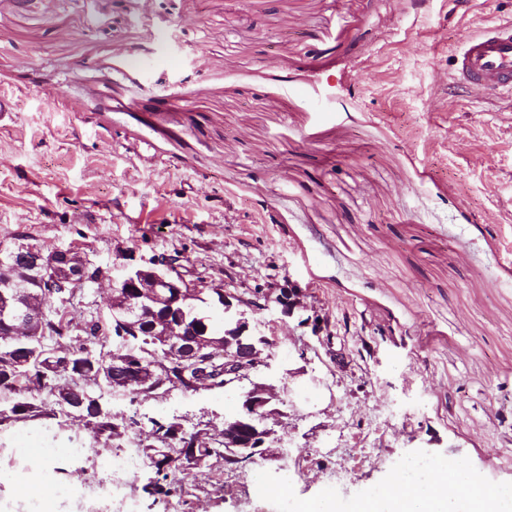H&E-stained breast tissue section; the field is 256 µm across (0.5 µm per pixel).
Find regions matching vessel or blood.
Masks as SVG:
<instances>
[{
    "mask_svg": "<svg viewBox=\"0 0 512 512\" xmlns=\"http://www.w3.org/2000/svg\"><path fill=\"white\" fill-rule=\"evenodd\" d=\"M454 78L480 94L512 95V24L467 36L456 52Z\"/></svg>",
    "mask_w": 512,
    "mask_h": 512,
    "instance_id": "b4317fda",
    "label": "vessel or blood"
}]
</instances>
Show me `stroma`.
<instances>
[{
	"label": "stroma",
	"mask_w": 512,
	"mask_h": 512,
	"mask_svg": "<svg viewBox=\"0 0 512 512\" xmlns=\"http://www.w3.org/2000/svg\"><path fill=\"white\" fill-rule=\"evenodd\" d=\"M509 22L512 0H0V94L17 100L0 244L84 253L103 277L73 307L102 322L113 281L163 255L202 291L304 294L295 315L250 314L283 413L265 455L177 472L166 497L142 461L140 512L347 510L407 455L512 488V103L452 76L466 35ZM243 393L153 402L217 435ZM36 401L0 441L90 448L64 479L40 465L55 512H83L121 444L73 416L45 437L58 407ZM139 402L105 396L143 444Z\"/></svg>",
	"instance_id": "obj_1"
}]
</instances>
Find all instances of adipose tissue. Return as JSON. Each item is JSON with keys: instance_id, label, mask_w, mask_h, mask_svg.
<instances>
[{"instance_id": "obj_1", "label": "adipose tissue", "mask_w": 512, "mask_h": 512, "mask_svg": "<svg viewBox=\"0 0 512 512\" xmlns=\"http://www.w3.org/2000/svg\"><path fill=\"white\" fill-rule=\"evenodd\" d=\"M502 491L476 482L458 464L436 463L420 474L396 475L359 498L352 512H501Z\"/></svg>"}]
</instances>
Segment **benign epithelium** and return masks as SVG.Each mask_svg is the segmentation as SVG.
Masks as SVG:
<instances>
[{"label":"benign epithelium","mask_w":512,"mask_h":512,"mask_svg":"<svg viewBox=\"0 0 512 512\" xmlns=\"http://www.w3.org/2000/svg\"><path fill=\"white\" fill-rule=\"evenodd\" d=\"M38 276L61 274L69 281L79 280L88 288L99 282L101 269L82 255H74L71 248H57L51 256H41ZM196 290L180 274L174 262L163 258L147 267H132L112 285V323L119 335L153 336L163 346L169 360L191 363L224 356V388L233 389L243 381L249 382L241 405L249 415L258 418L256 426L243 420L224 426V447L235 449L236 458L252 460L263 453L266 440L274 434L267 421L277 419L275 408L278 393L275 385L265 379L254 380L251 373L257 368L271 369L272 353L269 340L250 326L241 307H258L260 303L244 299L224 289L216 290L215 305L224 312V325L206 323L201 318L188 324L187 302ZM283 313L292 315L304 308L297 288L282 290L274 298ZM0 316L34 333L36 321L27 307L26 292L13 280L0 279ZM113 373L127 374L123 385L136 383L153 394L171 390L164 381L166 364L156 369L138 371L126 359L112 361Z\"/></svg>","instance_id":"obj_1"}]
</instances>
